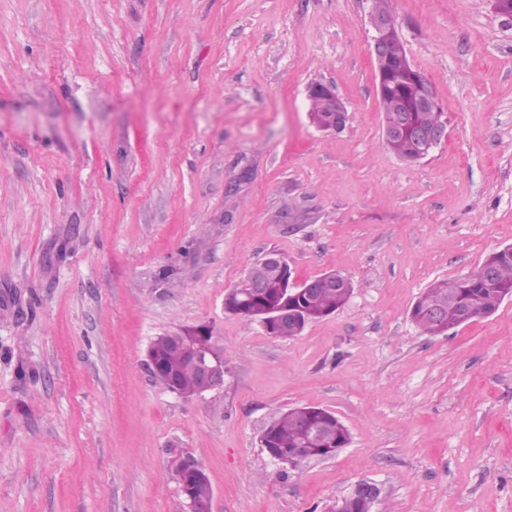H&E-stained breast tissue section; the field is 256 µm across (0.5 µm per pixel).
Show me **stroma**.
Returning a JSON list of instances; mask_svg holds the SVG:
<instances>
[{"label": "stroma", "instance_id": "stroma-1", "mask_svg": "<svg viewBox=\"0 0 512 512\" xmlns=\"http://www.w3.org/2000/svg\"><path fill=\"white\" fill-rule=\"evenodd\" d=\"M371 0H0V512H512V299L420 334L433 281L512 244V19L393 0L447 135L381 146ZM349 119L321 131L306 88ZM270 253L354 295L282 340L224 310ZM206 325L224 387L156 386L158 335ZM306 403L351 443L292 468L262 430ZM322 93L323 95L333 99L336 102V108H338L341 105L340 100L341 99L337 94L334 87L326 84H311L306 89V97L308 100V112L311 114H314L318 119H323V117H332L334 113L336 115L338 112H345L339 115V118L336 121V115L330 118L329 120L318 122L314 121L311 117V115L308 114L309 120L312 124L315 125V127H319L322 130H328V131H336L340 130L343 126V124L347 122L348 120V114L346 113L347 110L345 108H341L338 112H329L332 109V104L325 100L320 99L314 101V107L318 112H316L312 106V100L318 96V94ZM382 146L404 162H409L421 155L419 140L407 130L403 133L399 131L395 136H383ZM179 459L180 455H175L172 459V465L174 467L175 478L177 476L176 480L178 481L182 495L185 496L187 500V495L190 497L188 502L190 511L211 512V504L209 502L196 501L212 499L213 492L209 478H196L192 473L182 471ZM380 489L372 483L358 484L349 495L353 500H358L363 503L366 511H372L373 505L378 501L380 496ZM364 508L354 503L352 507L348 508L347 512H363ZM370 508H372L370 510Z\"/></svg>", "mask_w": 512, "mask_h": 512}]
</instances>
